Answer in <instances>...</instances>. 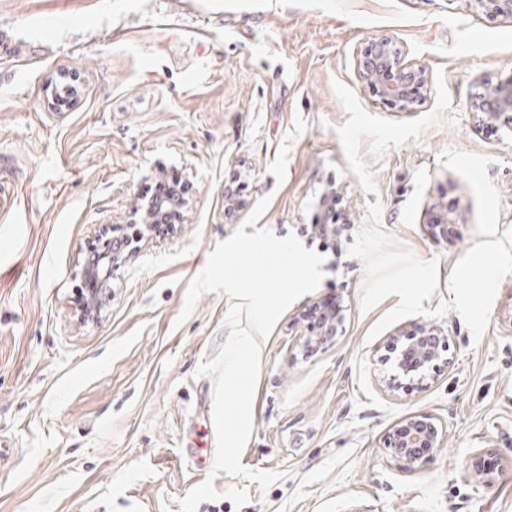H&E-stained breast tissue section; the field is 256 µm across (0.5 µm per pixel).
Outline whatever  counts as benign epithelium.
<instances>
[{
    "mask_svg": "<svg viewBox=\"0 0 512 512\" xmlns=\"http://www.w3.org/2000/svg\"><path fill=\"white\" fill-rule=\"evenodd\" d=\"M475 9L495 17L512 19V0H468ZM357 79L382 101L402 110H413L429 92V75L426 67L409 61L403 55L396 41L387 36L371 39L357 53L355 60ZM469 107L477 112L482 124L497 125L512 111V73L496 83L477 81L469 93ZM130 217L146 228L163 218L162 203L148 207L137 203ZM136 252L130 248L125 255L108 251L94 262L86 263L83 277L92 288L85 297L86 306L78 320L86 322L100 317L107 302L112 298L114 274L128 258ZM338 317L333 313L321 312L316 322L308 328L301 349L310 355L323 344L338 335ZM386 360L402 375L417 373L426 375L448 362L443 353L448 351V336L444 329L435 325L417 322L409 331H402L388 340ZM447 437L446 428L431 415L408 414L389 430L387 447L411 462L443 447Z\"/></svg>",
    "mask_w": 512,
    "mask_h": 512,
    "instance_id": "obj_1",
    "label": "benign epithelium"
}]
</instances>
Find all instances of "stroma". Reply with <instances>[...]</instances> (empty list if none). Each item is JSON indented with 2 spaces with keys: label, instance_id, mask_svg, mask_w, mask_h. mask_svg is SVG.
I'll list each match as a JSON object with an SVG mask.
<instances>
[{
  "label": "stroma",
  "instance_id": "obj_1",
  "mask_svg": "<svg viewBox=\"0 0 512 512\" xmlns=\"http://www.w3.org/2000/svg\"><path fill=\"white\" fill-rule=\"evenodd\" d=\"M388 36L451 98L441 125L372 157L376 193L351 173L335 133L348 115L332 82L371 115L414 113L379 101L354 60ZM512 71V19L465 0H0V512H181L194 486L245 487L197 512H512V274L474 341L456 312L439 318L450 347L432 379L391 391L386 335L373 326L400 301L366 310L360 260L334 268L264 340L253 431L242 465L283 473L258 483L211 477L213 381L197 376L230 333L232 301L207 293L176 326L185 290L209 252L259 219L304 237L327 178L354 227L381 202L382 229L438 264L426 309L453 301L449 276L473 244L512 228V129L479 127L474 79ZM82 91L47 106L62 73ZM179 172L189 205L174 232L143 241L120 270L102 317H76L81 267L99 230L126 223L139 183ZM245 167L241 209H225L230 173ZM459 222L447 223L448 214ZM342 306L341 330L311 357L298 343L311 308ZM430 414L446 443L415 463L385 448L405 415ZM486 474L478 479L475 466Z\"/></svg>",
  "mask_w": 512,
  "mask_h": 512
}]
</instances>
